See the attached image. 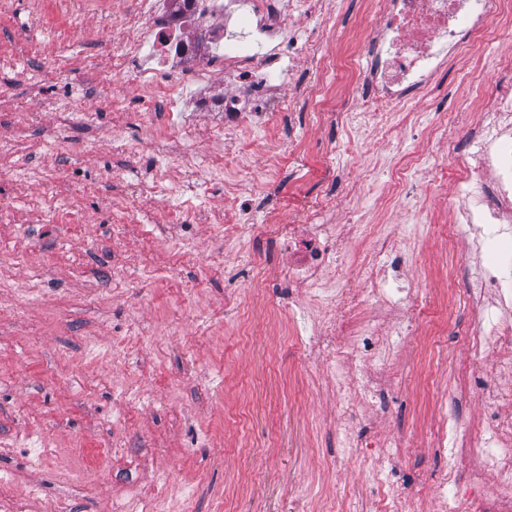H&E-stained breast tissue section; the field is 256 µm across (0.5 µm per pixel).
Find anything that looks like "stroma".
<instances>
[{
    "mask_svg": "<svg viewBox=\"0 0 512 512\" xmlns=\"http://www.w3.org/2000/svg\"><path fill=\"white\" fill-rule=\"evenodd\" d=\"M79 4L75 24L87 35L61 42L43 24L41 0H0V512L19 499L26 512H117L144 493L186 500L188 512H344L352 498L372 512L391 484L433 512L430 490L444 462L426 426L444 408L466 421L481 411L478 400L445 397L470 365L453 328L468 320L464 299L440 293L449 269L471 260L454 222L460 172L448 171L447 202L419 186L427 224L384 195L355 199L363 221L343 251L349 285L372 225L397 226L396 285L421 325L409 336L386 322L379 329L390 352L384 411L341 400L334 374L309 372L304 346L335 302L307 296L304 313L289 315L278 265L241 258L246 249L268 254L265 240L225 239L215 221L233 170L211 179L204 212L183 211L177 197H139L147 223H113L118 194L105 175L144 157L113 154L112 100L137 116L123 128L134 146L168 115H139L136 86L104 80L113 47L126 41L114 0ZM510 37L506 15L438 80L458 150L467 144L457 113L512 83V60L501 52ZM438 120L405 104L387 116L399 152L377 135L344 162L358 173L392 170L397 153L425 149L421 133ZM266 133L282 148L280 183L260 197V211L336 202L342 184L315 170L323 146L347 142L343 120L321 122L306 105L274 113ZM236 280L250 284L251 297L225 304ZM341 427L369 444L345 464L336 460ZM396 436L406 456L381 470L380 445ZM30 438L46 451L41 463L30 460ZM101 448L112 451L104 466Z\"/></svg>",
    "mask_w": 512,
    "mask_h": 512,
    "instance_id": "obj_1",
    "label": "stroma"
}]
</instances>
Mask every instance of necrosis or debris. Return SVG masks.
<instances>
[{
	"instance_id": "necrosis-or-debris-1",
	"label": "necrosis or debris",
	"mask_w": 512,
	"mask_h": 512,
	"mask_svg": "<svg viewBox=\"0 0 512 512\" xmlns=\"http://www.w3.org/2000/svg\"><path fill=\"white\" fill-rule=\"evenodd\" d=\"M321 0H280L268 11L263 0H125L119 23L129 36L122 51L112 56V77L133 78L146 112H167L171 118L155 139L148 141L152 176L141 189L153 199L171 197V168L190 156L195 127L184 119L185 109L212 113L223 149L209 156L207 171H194L192 200H200L205 175L220 172L228 156L246 150L262 152L253 130L268 114L296 109L300 100L315 102L323 116L349 117L360 135L373 136L379 111L404 102L408 93L438 111L431 93L449 62L486 40L492 19L500 17L512 0H371L363 52L356 58L328 60L327 69L356 72L355 93L344 100L329 95L327 86L284 83L285 64L314 57L321 43L343 39L336 19L320 15L317 38L301 33L298 18L320 14ZM148 52L149 60L136 72L126 70L127 54ZM217 53L221 61L224 95L211 90L212 71L202 59ZM177 70L179 82L162 79V70ZM481 117L471 125L467 154L449 149L448 125L439 122L427 135L426 151L396 177L385 181L387 195L409 205L406 187L416 173H426L437 193H445L449 166L466 171V198L456 221L468 225L475 254L495 246L499 259L476 262L467 273L470 318L466 325L468 350L482 372L479 393L484 414L476 427L449 433L447 416H437L430 444L448 468L439 477V512H512V89H500L483 98ZM277 156H268L263 180L250 169L237 172L235 189L224 203L225 237L247 240L262 234L265 221L255 220L254 197L270 190L277 178ZM274 246L286 257L284 284L308 291L326 288V276L336 268L338 254L349 238L344 225L328 221L326 209L307 211L301 220L279 214ZM392 234L374 232L369 259L358 288L345 301L346 311L395 306L389 286L388 258L394 252ZM375 314L358 334L343 344L341 323H317L309 336V356L315 365L339 367V390L355 391L365 404L377 403L384 391L385 362L370 357L379 330ZM495 477L493 495H460L462 479Z\"/></svg>"
}]
</instances>
